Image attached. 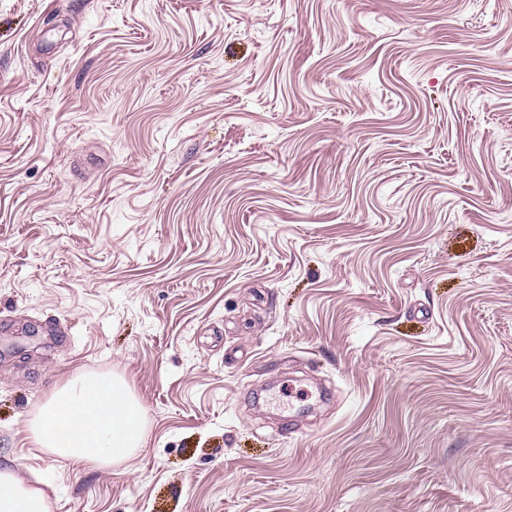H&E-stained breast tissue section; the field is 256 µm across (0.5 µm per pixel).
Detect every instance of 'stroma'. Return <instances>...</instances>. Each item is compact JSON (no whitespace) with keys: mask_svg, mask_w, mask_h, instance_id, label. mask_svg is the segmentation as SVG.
Masks as SVG:
<instances>
[{"mask_svg":"<svg viewBox=\"0 0 512 512\" xmlns=\"http://www.w3.org/2000/svg\"><path fill=\"white\" fill-rule=\"evenodd\" d=\"M86 370L144 449L35 447ZM52 512H512V0H0V466Z\"/></svg>","mask_w":512,"mask_h":512,"instance_id":"1","label":"stroma"}]
</instances>
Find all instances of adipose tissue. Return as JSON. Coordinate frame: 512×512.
<instances>
[{"label": "adipose tissue", "mask_w": 512, "mask_h": 512, "mask_svg": "<svg viewBox=\"0 0 512 512\" xmlns=\"http://www.w3.org/2000/svg\"><path fill=\"white\" fill-rule=\"evenodd\" d=\"M143 408L119 376L85 371L69 380L30 423L31 440L66 462L109 468L144 446ZM0 512H51L45 491L18 465L0 469Z\"/></svg>", "instance_id": "adipose-tissue-1"}]
</instances>
